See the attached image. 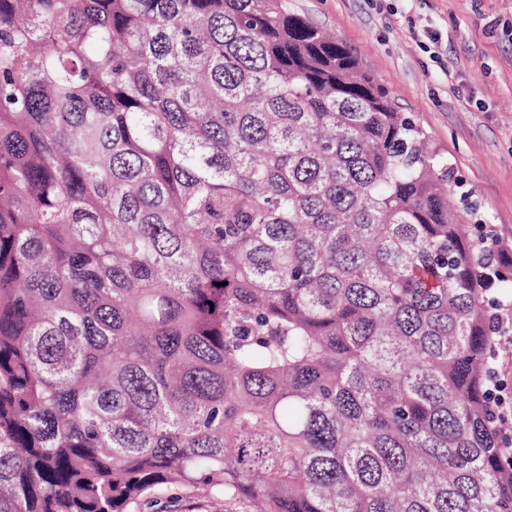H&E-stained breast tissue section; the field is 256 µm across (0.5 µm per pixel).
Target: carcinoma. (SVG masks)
<instances>
[{
    "instance_id": "1",
    "label": "carcinoma",
    "mask_w": 512,
    "mask_h": 512,
    "mask_svg": "<svg viewBox=\"0 0 512 512\" xmlns=\"http://www.w3.org/2000/svg\"><path fill=\"white\" fill-rule=\"evenodd\" d=\"M452 192L286 0H0V512H512ZM130 512H257L255 503L242 496H223L185 485L155 489L128 507Z\"/></svg>"
}]
</instances>
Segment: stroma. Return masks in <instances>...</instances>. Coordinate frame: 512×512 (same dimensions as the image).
<instances>
[{"label": "stroma", "mask_w": 512, "mask_h": 512, "mask_svg": "<svg viewBox=\"0 0 512 512\" xmlns=\"http://www.w3.org/2000/svg\"><path fill=\"white\" fill-rule=\"evenodd\" d=\"M332 30L428 133L488 223L512 238V0H288ZM442 34L433 62L424 28ZM129 512H256L246 497L171 485Z\"/></svg>", "instance_id": "35a3bbf8"}]
</instances>
